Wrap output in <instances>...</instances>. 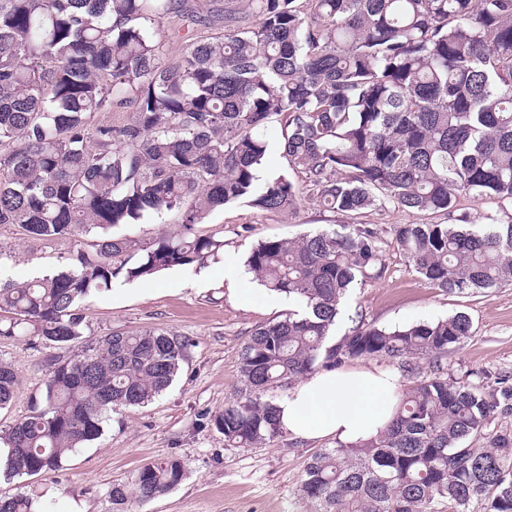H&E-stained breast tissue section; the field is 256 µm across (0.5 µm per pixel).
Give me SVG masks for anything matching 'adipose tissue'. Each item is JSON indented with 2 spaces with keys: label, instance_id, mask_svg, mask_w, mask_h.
Returning <instances> with one entry per match:
<instances>
[{
  "label": "adipose tissue",
  "instance_id": "1",
  "mask_svg": "<svg viewBox=\"0 0 512 512\" xmlns=\"http://www.w3.org/2000/svg\"><path fill=\"white\" fill-rule=\"evenodd\" d=\"M398 398L395 372L358 367L307 375L278 406L282 426L294 439L356 443L380 434L393 417Z\"/></svg>",
  "mask_w": 512,
  "mask_h": 512
}]
</instances>
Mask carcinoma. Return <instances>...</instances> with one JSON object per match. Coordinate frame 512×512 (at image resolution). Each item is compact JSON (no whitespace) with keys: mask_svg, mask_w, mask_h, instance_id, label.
<instances>
[{"mask_svg":"<svg viewBox=\"0 0 512 512\" xmlns=\"http://www.w3.org/2000/svg\"><path fill=\"white\" fill-rule=\"evenodd\" d=\"M224 34L165 62L152 29L172 0H0V225L51 240L94 235L65 269L0 284V336L75 343L49 363L41 398L0 430V478L64 468L104 434L112 412L173 385L189 338L170 330L91 332L84 303L133 282L201 265L224 242L195 226L245 200L267 212L297 201L288 176L259 182L267 131L327 210L356 216L391 202L454 215L461 195L512 200V0H247ZM133 108L118 126L99 112ZM177 211L181 223L139 245L113 228ZM409 267L446 293L512 282V216L482 224H397ZM382 237L352 222L259 242L247 267L297 308L252 331L240 354L244 396L214 415L224 445L280 436L276 401L299 377L386 357L430 373L400 395L376 438L336 442L308 458L300 495L314 512H512V434L487 437L512 411V381L448 374V352L472 334L463 313L389 328L351 318L353 286L386 275ZM0 363V409L14 395ZM488 441L474 447L475 441ZM169 457L136 474L146 502L178 486ZM0 512H42L25 496Z\"/></svg>","mask_w":512,"mask_h":512,"instance_id":"carcinoma-1","label":"carcinoma"}]
</instances>
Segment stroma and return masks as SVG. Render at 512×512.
I'll return each instance as SVG.
<instances>
[{
  "label": "stroma",
  "instance_id": "stroma-1",
  "mask_svg": "<svg viewBox=\"0 0 512 512\" xmlns=\"http://www.w3.org/2000/svg\"><path fill=\"white\" fill-rule=\"evenodd\" d=\"M228 5L229 0H181L177 12L165 15L155 28L166 59L178 57L189 38L223 34ZM191 12L201 16L200 24L189 22ZM359 220L381 229L388 272L353 288L346 314L359 312L387 327L467 314L473 333L461 348L449 352V373L512 375V285L489 293L442 292L409 268L392 241L393 225L424 222L423 214L387 202ZM345 221V216L319 206L309 189L284 214L264 212L244 201L231 203L196 227L198 233L223 239L218 260L164 270L141 281L119 278L110 291L89 299L86 321L95 334L161 328L188 336L192 344L182 372L149 404L113 412L102 438L72 456L63 470L1 480L0 496H42L47 512H112V488L120 485L131 512H312L299 492L303 467L315 452L334 447V439L297 440L285 433L260 448H233L225 446L210 418L242 391L239 355L251 332L283 314L269 307L268 290L245 269L251 249L268 238L296 239ZM91 241L88 235L35 240L20 226L2 224L0 246L6 253L0 257V282L53 273ZM228 266L239 269L240 287L252 289L249 305L231 298L224 278ZM73 354L71 347L48 346L34 336H0V362L17 374L13 399L0 410V428L29 413L49 360ZM172 456L185 469L181 484L151 501L137 502V470Z\"/></svg>",
  "mask_w": 512,
  "mask_h": 512
}]
</instances>
